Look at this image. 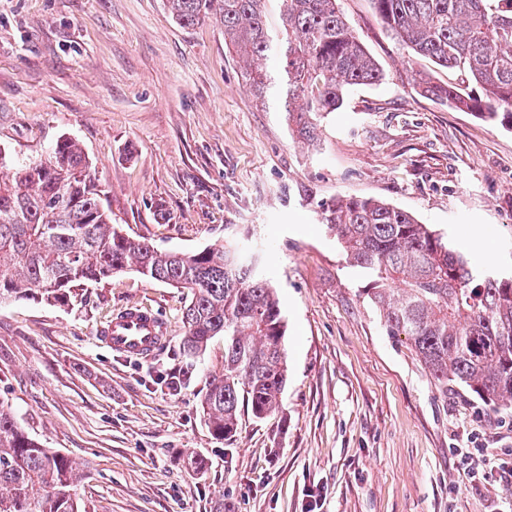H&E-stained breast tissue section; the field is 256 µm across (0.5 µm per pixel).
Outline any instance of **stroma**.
Listing matches in <instances>:
<instances>
[{
  "mask_svg": "<svg viewBox=\"0 0 512 512\" xmlns=\"http://www.w3.org/2000/svg\"><path fill=\"white\" fill-rule=\"evenodd\" d=\"M340 7L386 78L350 87L308 144L278 94L247 91L218 23L182 27L164 0H0V153L22 164L75 140L113 224L158 249L266 243L287 324L279 412L241 410L220 441L201 401L223 338L169 353L185 289L126 271L64 305H0V398L84 465L86 512H211L220 498L235 512H512V410L441 391L319 217L339 194L379 199L512 273V129L417 95L411 71L456 73L393 39L371 0ZM137 305L162 316L167 345L130 359L98 330Z\"/></svg>",
  "mask_w": 512,
  "mask_h": 512,
  "instance_id": "1",
  "label": "stroma"
}]
</instances>
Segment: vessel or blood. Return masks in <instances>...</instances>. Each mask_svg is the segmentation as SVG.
<instances>
[{
	"label": "vessel or blood",
	"mask_w": 512,
	"mask_h": 512,
	"mask_svg": "<svg viewBox=\"0 0 512 512\" xmlns=\"http://www.w3.org/2000/svg\"><path fill=\"white\" fill-rule=\"evenodd\" d=\"M166 326L152 309L134 306L120 312L100 329L102 341L117 353L144 358L162 343Z\"/></svg>",
	"instance_id": "b4317fda"
}]
</instances>
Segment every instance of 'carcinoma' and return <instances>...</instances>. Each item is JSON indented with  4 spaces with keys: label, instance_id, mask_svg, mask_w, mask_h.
Segmentation results:
<instances>
[{
    "label": "carcinoma",
    "instance_id": "cac0c4a2",
    "mask_svg": "<svg viewBox=\"0 0 512 512\" xmlns=\"http://www.w3.org/2000/svg\"><path fill=\"white\" fill-rule=\"evenodd\" d=\"M268 0H166L178 24L210 19L244 62L275 56V67L244 75L263 101L279 87L288 125L318 140L316 118L341 108L344 92L385 78L339 0H281L282 35ZM399 43L459 81L411 72L415 92L451 110L512 128V0H371ZM350 266L370 275L365 293L386 331L404 335L442 392L465 388L495 410L512 408V274L496 275L445 236L372 198L338 196L320 205ZM261 255L238 239L201 251L161 252L122 233L105 210L88 158L71 139L48 157L0 177V304H64L75 286L131 268L150 281L186 288L179 351L193 356L224 337V372L202 402L211 434L233 438L244 402L256 419L275 413L288 379L281 302L260 270ZM80 465L46 448L0 399V512H81Z\"/></svg>",
    "mask_w": 512,
    "mask_h": 512
}]
</instances>
